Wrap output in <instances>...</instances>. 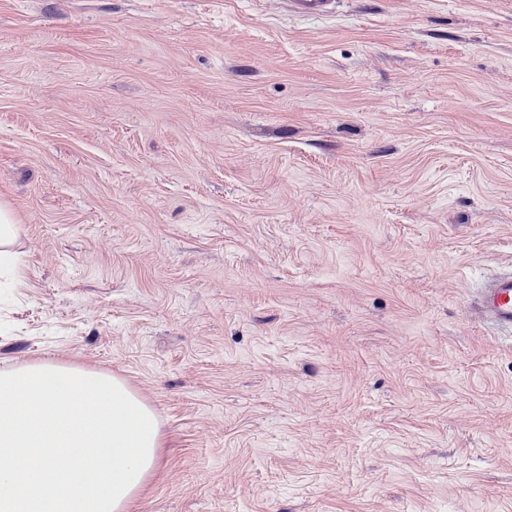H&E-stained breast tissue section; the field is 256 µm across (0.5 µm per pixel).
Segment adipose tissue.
Here are the masks:
<instances>
[{
  "mask_svg": "<svg viewBox=\"0 0 512 512\" xmlns=\"http://www.w3.org/2000/svg\"><path fill=\"white\" fill-rule=\"evenodd\" d=\"M160 441L153 410L118 376L52 361L1 371L0 512H130Z\"/></svg>",
  "mask_w": 512,
  "mask_h": 512,
  "instance_id": "1",
  "label": "adipose tissue"
}]
</instances>
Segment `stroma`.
Listing matches in <instances>:
<instances>
[{
  "label": "stroma",
  "instance_id": "1",
  "mask_svg": "<svg viewBox=\"0 0 512 512\" xmlns=\"http://www.w3.org/2000/svg\"><path fill=\"white\" fill-rule=\"evenodd\" d=\"M0 371L124 378L135 512H512V0H0ZM338 0H282L289 13L301 17H323L334 13ZM17 236V225L12 212L7 207H0V263L10 264L15 251L13 245ZM475 315L496 333L512 339V271H498L478 288Z\"/></svg>",
  "mask_w": 512,
  "mask_h": 512
}]
</instances>
